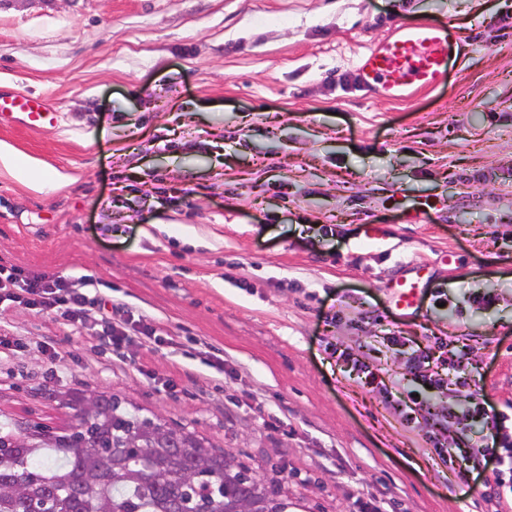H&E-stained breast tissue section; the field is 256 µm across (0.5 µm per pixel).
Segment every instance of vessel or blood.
Here are the masks:
<instances>
[{"mask_svg":"<svg viewBox=\"0 0 512 512\" xmlns=\"http://www.w3.org/2000/svg\"><path fill=\"white\" fill-rule=\"evenodd\" d=\"M460 49L450 22L405 24L363 54L358 71L369 91L386 99L404 100L443 81ZM14 118L40 130L56 125L58 114L42 96L0 94V123Z\"/></svg>","mask_w":512,"mask_h":512,"instance_id":"b4317fda","label":"vessel or blood"}]
</instances>
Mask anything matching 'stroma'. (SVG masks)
<instances>
[{"label":"stroma","mask_w":512,"mask_h":512,"mask_svg":"<svg viewBox=\"0 0 512 512\" xmlns=\"http://www.w3.org/2000/svg\"><path fill=\"white\" fill-rule=\"evenodd\" d=\"M445 20L464 45L445 80L404 101L364 87L362 54ZM0 93L57 110L0 143L70 177L38 192L0 170V264L163 331L116 348L95 309L76 333L0 304L26 343L0 358L1 415L63 434L69 395H112L237 456L287 512L368 493L497 512L470 463L402 424L382 382L408 356L382 342L465 348L474 383L437 391L441 443L512 434V0H0ZM337 342L380 384L356 386Z\"/></svg>","instance_id":"obj_1"}]
</instances>
